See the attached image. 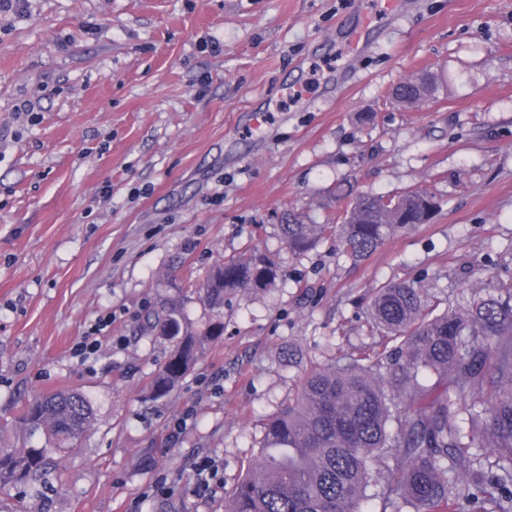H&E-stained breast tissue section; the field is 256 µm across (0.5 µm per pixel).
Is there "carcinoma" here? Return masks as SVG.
Masks as SVG:
<instances>
[{
    "label": "carcinoma",
    "mask_w": 512,
    "mask_h": 512,
    "mask_svg": "<svg viewBox=\"0 0 512 512\" xmlns=\"http://www.w3.org/2000/svg\"><path fill=\"white\" fill-rule=\"evenodd\" d=\"M428 79L406 80L399 103L431 94ZM339 224H305L294 214L277 225L288 250L303 254L326 235L358 262L386 240L426 224L438 209L427 190L374 195L350 189ZM278 278L275 263L256 252L215 268L199 287L212 309L224 291L264 289ZM369 331L394 342L348 364L310 372L294 397L264 428L257 458L242 474L225 512H361L378 486L377 457H394L399 476L380 490L391 512H512V282L487 280L453 301L413 280L376 289ZM171 354L152 381L168 394L191 370L200 337L219 336L212 322L195 330L172 301L147 316ZM475 396L464 408L461 399ZM93 410L77 391L40 394L19 421L44 432L51 447L0 448V487L27 484L48 454L65 452L87 432Z\"/></svg>",
    "instance_id": "cac0c4a2"
}]
</instances>
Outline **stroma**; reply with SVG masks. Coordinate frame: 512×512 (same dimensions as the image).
<instances>
[{"label": "stroma", "mask_w": 512, "mask_h": 512, "mask_svg": "<svg viewBox=\"0 0 512 512\" xmlns=\"http://www.w3.org/2000/svg\"><path fill=\"white\" fill-rule=\"evenodd\" d=\"M25 0L0 13V445L42 448L18 417L78 391L89 431L0 512H224L267 419L314 368L378 347L374 288L421 280L440 298L512 279V0ZM369 22L360 56L350 33ZM434 73L412 108L401 82ZM432 192L426 224L363 261L334 239L293 254L288 213L335 223L348 189ZM260 250L276 288L198 299L211 268ZM182 299L218 320L169 395L171 346L145 317ZM100 349H75L92 329ZM194 409L178 443L172 422ZM224 461L192 493L199 457ZM176 486L148 496L159 475ZM195 491L199 495H208L222 487L224 481V462L213 456L201 458L194 469Z\"/></svg>", "instance_id": "35a3bbf8"}]
</instances>
